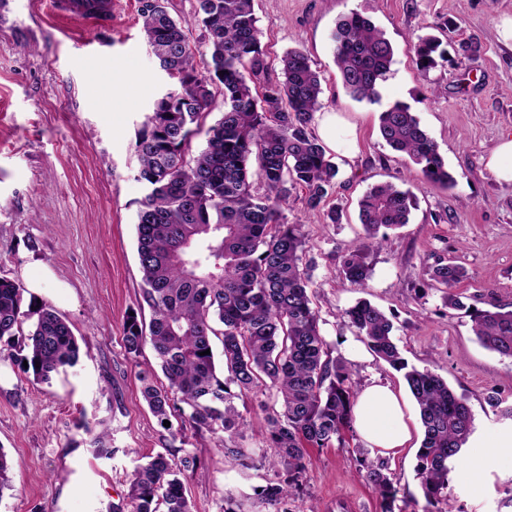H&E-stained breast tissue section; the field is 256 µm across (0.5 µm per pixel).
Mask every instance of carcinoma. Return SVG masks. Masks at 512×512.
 <instances>
[{
	"instance_id": "cac0c4a2",
	"label": "carcinoma",
	"mask_w": 512,
	"mask_h": 512,
	"mask_svg": "<svg viewBox=\"0 0 512 512\" xmlns=\"http://www.w3.org/2000/svg\"><path fill=\"white\" fill-rule=\"evenodd\" d=\"M167 0H146L140 16L146 40L160 67L178 88L159 99L136 135L139 178L150 192L137 211L136 243L142 272L139 310L123 323L126 353L136 358L151 345L167 385L139 373L141 394L159 424L175 419L196 432L220 436L222 450L246 468L260 460L274 470L257 497L273 512H291L288 502L304 489L309 448L344 442L351 428L358 389L351 365L332 351L312 307L311 266L301 225L285 221L290 189L305 190L314 215L325 211L335 188L336 166L310 129L321 110L319 73L301 50L281 59L282 79L269 78L254 0H198L207 32L206 71L194 63L185 25L167 10ZM334 54L345 89L371 101L394 62L382 30L359 13L341 18L333 34ZM441 43L420 37L410 44L417 67L436 65ZM224 101L222 118L206 128L215 93ZM206 145L192 154L193 138ZM379 133L394 151L420 167L424 181L449 188L454 178L410 106L395 103L379 115ZM266 187L258 195L253 180ZM412 191L392 182L371 186L358 202L367 244L346 254L342 272L364 286L370 276L368 248L387 231L409 223ZM433 286L445 290L448 307L464 304L452 288L466 277L464 266L437 261L428 267ZM24 289L0 278V339L21 340L34 379L48 382L79 357L70 324L49 304L22 309ZM149 309L150 319L142 316ZM370 351L404 378L424 430L416 475L428 505L424 512H453L448 473L473 432L464 396L429 370L408 366L394 342L393 324L362 300L344 312ZM472 332L487 349L512 359V309L499 305L471 314ZM221 341L224 370L216 374L212 338ZM269 394L266 447L260 459L238 445L243 425L233 399ZM358 472L394 512L399 489L388 462L356 449ZM196 456L174 462L158 452L138 466L127 494L130 512H194L180 475L197 469ZM440 503L446 507L432 510Z\"/></svg>"
}]
</instances>
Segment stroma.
Segmentation results:
<instances>
[{
  "instance_id": "1",
  "label": "stroma",
  "mask_w": 512,
  "mask_h": 512,
  "mask_svg": "<svg viewBox=\"0 0 512 512\" xmlns=\"http://www.w3.org/2000/svg\"><path fill=\"white\" fill-rule=\"evenodd\" d=\"M143 0H112L109 26H87L60 14L52 0H0V278L25 287V300L50 304L71 325L79 360L50 382L27 373L13 343L0 340V450L11 464L0 512H114L125 507L129 478L147 456L173 444L175 457L197 456L186 487L196 512H265L254 497L269 472L226 457L218 438L186 430L170 437L144 402L139 371L155 369L151 347L127 359L122 325L141 299L136 217L148 185L134 152L135 131L155 102L176 88L160 68L142 29ZM262 42L281 76L288 50L307 54L320 75L325 111L355 123V148L332 152L338 174L328 199L340 220L309 213L305 191L292 189L288 223L301 225L313 268V305L336 355L351 363L357 386L374 381L400 390L402 373L368 353L344 312L366 299L393 323L403 357L465 396L474 438L512 433L488 402L512 404V360L482 347L470 311L512 306V183L486 167L489 151L512 139V48L496 25L512 16V0H254ZM359 12L391 41L394 63L376 102L353 99L334 62L337 20ZM435 35L444 56L420 72L410 40ZM481 43L466 57L458 45ZM410 106L455 178L446 189L424 182L410 159L378 131L380 112ZM393 182L416 197L408 224L368 252L371 275L351 284L345 255L364 240L358 200L371 186ZM468 271L449 309L426 270L437 260ZM358 432L345 443L309 451L306 485L292 512H382L353 462ZM109 455L94 454L96 444ZM416 451L389 457L401 512H423ZM456 512H512V465L486 463L476 483L449 479Z\"/></svg>"
}]
</instances>
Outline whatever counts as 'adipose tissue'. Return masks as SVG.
I'll return each mask as SVG.
<instances>
[{"label":"adipose tissue","instance_id":"obj_1","mask_svg":"<svg viewBox=\"0 0 512 512\" xmlns=\"http://www.w3.org/2000/svg\"><path fill=\"white\" fill-rule=\"evenodd\" d=\"M353 422L361 438L380 454L411 445L412 419L407 403L402 392L391 385L375 382L364 386L354 405ZM491 460H512V435H489L475 442L472 463L457 471V479L475 481L477 465Z\"/></svg>","mask_w":512,"mask_h":512}]
</instances>
